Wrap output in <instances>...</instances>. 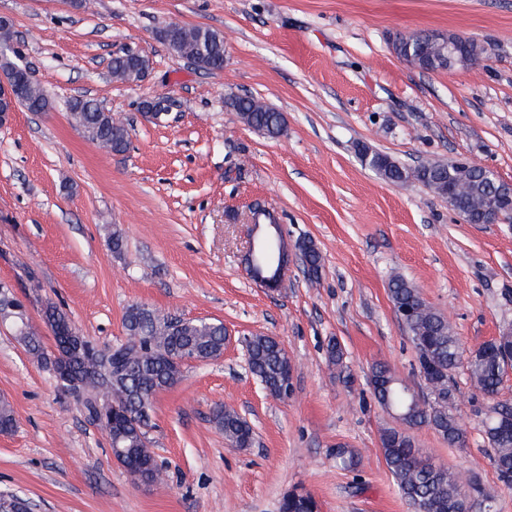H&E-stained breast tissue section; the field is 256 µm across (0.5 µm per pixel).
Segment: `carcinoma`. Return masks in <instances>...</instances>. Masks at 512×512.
Segmentation results:
<instances>
[{
  "mask_svg": "<svg viewBox=\"0 0 512 512\" xmlns=\"http://www.w3.org/2000/svg\"><path fill=\"white\" fill-rule=\"evenodd\" d=\"M163 39L171 50L192 60L200 70L213 72L224 68L223 36L209 28L174 26ZM394 51L404 60L420 56L436 71L448 69L444 42H425L419 33L406 36V41ZM148 68L146 56L130 52L113 57L110 64L112 76L123 81L139 79ZM15 93L16 106L29 112L48 111V95L37 84L25 81ZM224 106L244 124L269 138H277L284 132L282 113L259 99L229 94L224 98ZM69 110L88 140L113 153L128 150L127 130L115 124L111 113L96 100L75 97L69 103ZM358 154L365 165L387 182L404 185L417 181L444 199L451 195L472 223H486L485 214L496 199L497 186L481 171L459 162L445 165L427 161L409 167L365 145L358 146ZM296 248L306 258L309 279H319L322 255L314 242L301 238ZM389 293L395 311L407 313L404 328L417 353L419 367L431 369L430 393L438 394L434 404L423 409L416 407V395L408 386L394 380L388 364L378 362L372 367L370 385L380 406L396 414L408 412L400 424L383 428L380 435L381 453L398 492L410 512H471L470 501L475 498L484 502L486 512H496L494 499L478 483L465 473L435 463L410 431L427 426L450 447L465 444L466 432L454 414L455 390L450 378L462 363H467L471 381L490 405L483 430L492 448L491 464L499 480L512 485V433L502 431L503 422L512 419V404L497 400L508 369L507 360H512V335L499 336L468 350L456 336L448 317L430 306L412 283L394 275L389 281ZM44 322L52 327L70 325L67 316L55 306L47 307ZM123 328L126 339L115 347L102 348L83 337L85 350L69 359L68 367L73 378L81 382L83 406L96 403L100 395L111 400L112 417L103 429L108 439L117 443L123 466L134 479L154 482L160 472L145 427L155 397L180 381L186 361L223 354L224 324L176 321L146 305L134 304L124 314ZM19 338L42 366L56 371L60 359L44 348L43 336L32 325H27ZM247 348L250 371L267 394L282 401L289 398L286 392L289 361L279 342L259 334L247 339ZM213 422L224 432L229 444L238 447L247 444V420L236 410L226 406L216 408ZM15 424L11 404L1 398L0 433L11 432ZM279 509L280 512H317L318 503L312 494L292 489L282 496Z\"/></svg>",
  "mask_w": 512,
  "mask_h": 512,
  "instance_id": "carcinoma-1",
  "label": "carcinoma"
}]
</instances>
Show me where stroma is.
<instances>
[{"instance_id": "stroma-1", "label": "stroma", "mask_w": 512, "mask_h": 512, "mask_svg": "<svg viewBox=\"0 0 512 512\" xmlns=\"http://www.w3.org/2000/svg\"><path fill=\"white\" fill-rule=\"evenodd\" d=\"M0 17L14 32L0 64L25 68L50 102L0 127V286L49 349L50 305L102 346L124 341L135 303L223 322L230 336L221 357L187 362L180 382L157 394L147 435L164 478L144 487L0 320V396L17 420L0 434V492L34 512H277L299 487L321 512H410L380 450L393 420L369 384L382 361L426 391L389 279L411 282L477 348L512 322V229L466 223L419 183L386 182L357 148L408 166L478 162L512 183V0H0ZM171 23L219 32L223 70L175 55L157 37ZM432 31L484 53L423 72L390 47L395 34ZM126 49L149 56L145 80L112 77L109 62ZM230 93L282 112L284 134L270 139L241 122L224 106ZM79 95L125 124L126 153L101 150L75 126L68 103ZM155 95L171 101L158 119L138 109ZM258 206L288 243L313 240L318 282L294 266L275 292L249 278ZM257 334L288 352V401L248 370L245 344ZM332 340L344 351L339 368L327 360ZM452 382L465 445L426 426L413 435L437 463L470 473L498 512H512L480 423L486 401L466 368ZM219 405L250 423L252 447L227 443L212 421ZM339 445L357 455L355 470L337 466Z\"/></svg>"}]
</instances>
